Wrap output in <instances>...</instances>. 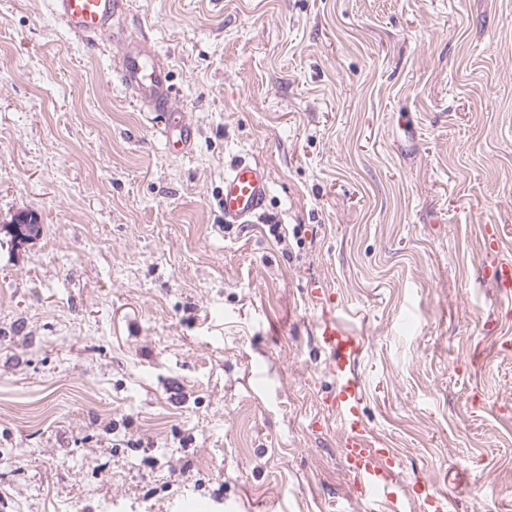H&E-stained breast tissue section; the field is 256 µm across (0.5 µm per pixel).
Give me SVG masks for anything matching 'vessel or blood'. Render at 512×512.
Instances as JSON below:
<instances>
[{"instance_id": "vessel-or-blood-1", "label": "vessel or blood", "mask_w": 512, "mask_h": 512, "mask_svg": "<svg viewBox=\"0 0 512 512\" xmlns=\"http://www.w3.org/2000/svg\"><path fill=\"white\" fill-rule=\"evenodd\" d=\"M50 10L70 34L96 43L114 37V23L124 12V0H50ZM117 77L148 109L153 123L163 129L169 149L176 154L186 151L193 142L194 129L183 112L174 108L170 71L147 39L135 36L124 40ZM269 192V175L263 164L245 157L233 160L224 171L221 205L225 223H250L264 210ZM482 274L503 301L512 300V260L491 261ZM315 335L334 378L323 403L338 414L344 429V469L367 512H403L405 500L419 489L400 480L401 462L395 451L372 447L368 438L362 416L363 386L352 370L364 350V340L328 311L316 321Z\"/></svg>"}]
</instances>
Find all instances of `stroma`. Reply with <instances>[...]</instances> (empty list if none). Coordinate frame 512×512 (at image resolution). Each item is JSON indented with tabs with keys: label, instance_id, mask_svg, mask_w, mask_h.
I'll return each mask as SVG.
<instances>
[{
	"label": "stroma",
	"instance_id": "stroma-1",
	"mask_svg": "<svg viewBox=\"0 0 512 512\" xmlns=\"http://www.w3.org/2000/svg\"><path fill=\"white\" fill-rule=\"evenodd\" d=\"M125 2L187 154L116 82L119 43L0 0V504L366 512L320 399L326 305L401 478L512 512V323L481 275L485 225L512 259V0ZM238 156L271 193L228 228Z\"/></svg>",
	"mask_w": 512,
	"mask_h": 512
}]
</instances>
